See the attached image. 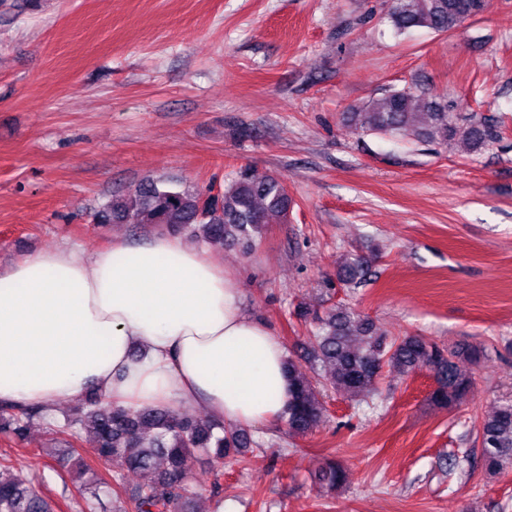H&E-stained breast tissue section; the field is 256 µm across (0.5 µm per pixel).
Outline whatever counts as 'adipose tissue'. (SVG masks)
<instances>
[{
  "label": "adipose tissue",
  "instance_id": "obj_1",
  "mask_svg": "<svg viewBox=\"0 0 512 512\" xmlns=\"http://www.w3.org/2000/svg\"><path fill=\"white\" fill-rule=\"evenodd\" d=\"M283 362L237 278L178 235L39 251L0 272L1 403L51 407L95 390L260 426L288 401Z\"/></svg>",
  "mask_w": 512,
  "mask_h": 512
}]
</instances>
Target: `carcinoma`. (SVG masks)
Masks as SVG:
<instances>
[{
  "mask_svg": "<svg viewBox=\"0 0 512 512\" xmlns=\"http://www.w3.org/2000/svg\"><path fill=\"white\" fill-rule=\"evenodd\" d=\"M489 0H388L387 16L400 31L426 27L447 33L465 20L483 14ZM348 120L356 131L394 135L410 131L416 138L448 149L461 137L476 150L501 138L494 120L471 114L462 119L443 97H432L411 87L393 88L376 102L353 109ZM293 200L277 177L254 179L242 170L213 194L164 187L147 178L131 193L106 204L96 214L99 224H154L209 244H239L250 251L270 224L288 223ZM374 256L349 253L336 270L341 288L358 286L368 274ZM295 317L308 328L306 358L315 376L303 372L287 356L288 404L279 418L291 436L313 432L324 421L328 390L367 398L376 392L383 370L409 376L427 370L435 381L429 400L450 410L457 408L473 388L471 374L459 360L477 364L484 357L479 346L446 349L421 336L389 337L369 319L342 305L328 303L320 312L301 302ZM42 421L50 440L73 448L86 437L97 459L74 458L86 479V512H97L104 497L117 503L115 512H194L197 490L189 477L199 454L208 456L213 488L224 478V460L245 455L251 438L237 423L193 418L171 406L136 408L96 392L62 420L38 404L0 405V433L19 440L30 424ZM483 467L492 474L512 464V399L501 402L481 418L477 430ZM113 465L102 474L95 462ZM140 476L132 489L126 473ZM346 481L341 464L326 460L314 482L334 491ZM0 512H55L47 498L26 484L9 457L0 458Z\"/></svg>",
  "mask_w": 512,
  "mask_h": 512,
  "instance_id": "cac0c4a2",
  "label": "carcinoma"
}]
</instances>
